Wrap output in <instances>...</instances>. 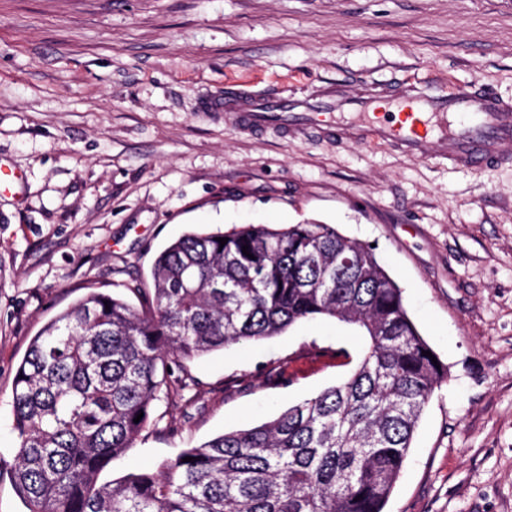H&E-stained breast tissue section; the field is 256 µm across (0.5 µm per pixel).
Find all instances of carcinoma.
<instances>
[{"mask_svg": "<svg viewBox=\"0 0 512 512\" xmlns=\"http://www.w3.org/2000/svg\"><path fill=\"white\" fill-rule=\"evenodd\" d=\"M150 280L139 309L89 289L17 367L10 469L27 512H384L448 367L423 355L431 347L374 249L332 224H240L180 236ZM318 319L362 338L336 347L334 385L99 482L159 426L154 404L188 387L167 367Z\"/></svg>", "mask_w": 512, "mask_h": 512, "instance_id": "1", "label": "carcinoma"}]
</instances>
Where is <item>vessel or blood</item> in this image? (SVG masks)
<instances>
[{
  "mask_svg": "<svg viewBox=\"0 0 512 512\" xmlns=\"http://www.w3.org/2000/svg\"><path fill=\"white\" fill-rule=\"evenodd\" d=\"M387 97L400 100L403 112L354 122L335 117L336 109H364ZM202 109L223 113L245 133L274 129L288 137L384 145L404 156H429L461 168L512 165V100L481 88H432L407 77L369 86L354 97L330 84L300 98L288 89L271 96L238 87L206 98Z\"/></svg>",
  "mask_w": 512,
  "mask_h": 512,
  "instance_id": "obj_1",
  "label": "vessel or blood"
}]
</instances>
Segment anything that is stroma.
I'll return each instance as SVG.
<instances>
[{"instance_id":"stroma-1","label":"stroma","mask_w":512,"mask_h":512,"mask_svg":"<svg viewBox=\"0 0 512 512\" xmlns=\"http://www.w3.org/2000/svg\"><path fill=\"white\" fill-rule=\"evenodd\" d=\"M412 76L512 98V0H0V459L38 330L94 286L138 303L157 253L246 223L333 224L376 245L448 367L385 512H512V166L454 169L386 147L243 133L204 97ZM319 338L329 354L308 353ZM320 320L173 367L103 480L272 419L336 381Z\"/></svg>"}]
</instances>
